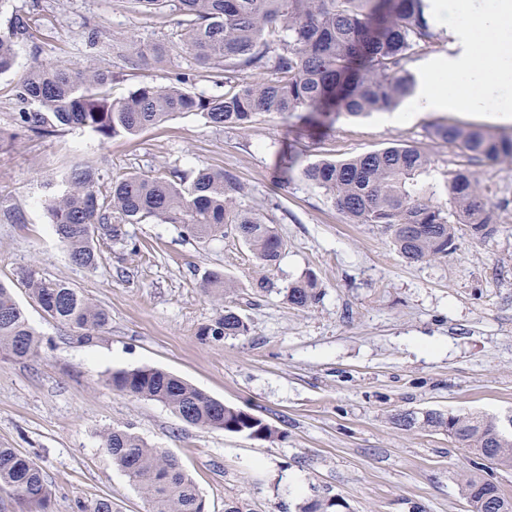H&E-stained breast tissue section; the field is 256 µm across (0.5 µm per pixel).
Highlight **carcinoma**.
<instances>
[{
  "label": "carcinoma",
  "mask_w": 512,
  "mask_h": 512,
  "mask_svg": "<svg viewBox=\"0 0 512 512\" xmlns=\"http://www.w3.org/2000/svg\"><path fill=\"white\" fill-rule=\"evenodd\" d=\"M183 16L182 45L216 79L226 72L265 69L257 79H243L220 95H197L186 80L142 82L120 99L112 98L107 75L77 63L37 66L14 86L19 111L15 123L50 136L81 128L99 141L135 137L169 118L192 113L214 128L246 130L260 114L333 110L363 117L388 110L412 96L416 78L406 62L416 49L441 40L430 20L427 0H176ZM19 19L0 32V75L16 66L15 40L30 34ZM429 137L458 146L475 161H512V137L480 127L433 123ZM431 161L421 148L405 144L345 159L307 164L301 179L324 190L351 224H376L391 233L406 261L429 262L456 250L459 232L488 240L498 232L496 205L489 190L465 167L446 173L447 198L424 180ZM99 174L88 163L72 167L44 207L70 260L93 269L100 259L98 243H127V225L175 224L200 241L224 237L234 228L264 268L277 266L285 244L275 226L243 206L239 187L222 169L202 167L187 176L130 174L112 181L109 195L98 190ZM22 282L31 298L56 323L87 343L108 326L109 315L70 284L35 269ZM205 293L220 302L228 281L221 270H207ZM317 278L307 273L286 288L288 302L305 309L319 300ZM249 325L230 307H222L202 327V340L244 336ZM40 340L12 287L0 283V353L24 360L37 353ZM104 385L123 395L166 405L185 424L221 430L249 439L270 440L277 434L266 420L218 400L186 380L160 368L139 367L108 373ZM400 427L447 433L476 458L512 470V430L497 429L498 418L480 413L446 414L427 410L394 420ZM113 462L150 501L151 512H205V502L178 459L153 448L138 435L114 428L103 437ZM0 491L8 492L15 512H52V490L41 467L15 448L0 447ZM462 491L473 508L492 498L512 512V497L476 474ZM338 498L317 500L302 512H338ZM77 512H113L112 499L79 501Z\"/></svg>",
  "instance_id": "1"
}]
</instances>
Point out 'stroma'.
Instances as JSON below:
<instances>
[{
	"mask_svg": "<svg viewBox=\"0 0 512 512\" xmlns=\"http://www.w3.org/2000/svg\"><path fill=\"white\" fill-rule=\"evenodd\" d=\"M33 19L32 37L17 41L16 67L0 75V281L41 340L25 360L0 354V447L15 448L43 470L53 512L112 499L113 512H150L144 495L117 467L101 435L135 432L176 456L193 477L206 512H300L314 499L337 497L347 512H471L460 482L473 457L448 435L403 431L398 412L512 413V162H475L458 147L430 139L429 124H478L449 112H389L326 118L312 112L258 116L245 131L215 129L182 114L133 138L99 142L70 129L47 138L20 131L13 88L36 65L77 62L112 73L119 99L141 81L186 78L190 90L224 93L182 50L174 7L158 15L135 0H10L0 31ZM97 32L100 49L87 36ZM148 56L131 59L129 38ZM494 134L512 125L480 122ZM394 143L431 158L430 181L466 167L490 187L499 233L462 236L447 258L409 263L389 232L351 224L324 190L300 178L308 163L347 158ZM93 161L102 194L129 173L168 175L220 168L240 188L243 206L273 222L286 244L264 276L233 230L199 242L170 224L128 225L126 249L101 246L96 269L74 265L48 222L42 200L69 165ZM37 269L79 288L109 314L106 330L87 344L48 319L20 283ZM223 271L232 287L216 303L200 287L203 273ZM320 284L317 303L292 308L283 290L305 272ZM248 322L244 336L204 341L199 330L219 305ZM158 367L225 404L275 426L278 437L252 440L191 427L162 403L106 387L116 369Z\"/></svg>",
	"mask_w": 512,
	"mask_h": 512,
	"instance_id": "1",
	"label": "stroma"
}]
</instances>
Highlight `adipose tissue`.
Here are the masks:
<instances>
[{
  "instance_id": "ef3b65f1",
  "label": "adipose tissue",
  "mask_w": 512,
  "mask_h": 512,
  "mask_svg": "<svg viewBox=\"0 0 512 512\" xmlns=\"http://www.w3.org/2000/svg\"><path fill=\"white\" fill-rule=\"evenodd\" d=\"M431 11L458 52L423 67L414 110L491 112L512 123V112L499 106L512 95V0H432Z\"/></svg>"
}]
</instances>
